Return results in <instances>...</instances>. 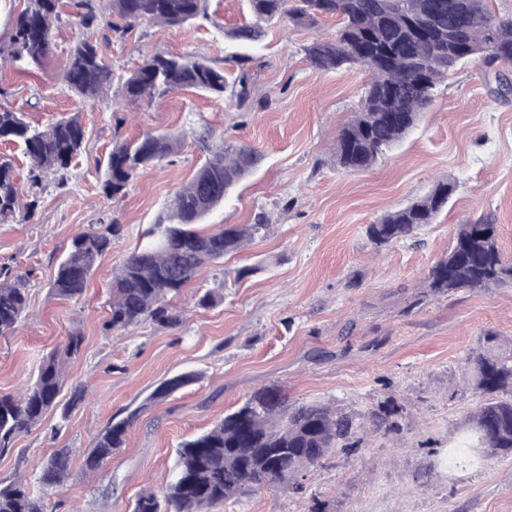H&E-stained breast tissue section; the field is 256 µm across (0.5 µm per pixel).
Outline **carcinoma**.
Masks as SVG:
<instances>
[{"instance_id":"obj_1","label":"carcinoma","mask_w":512,"mask_h":512,"mask_svg":"<svg viewBox=\"0 0 512 512\" xmlns=\"http://www.w3.org/2000/svg\"><path fill=\"white\" fill-rule=\"evenodd\" d=\"M255 22L231 31L242 43L259 41L263 24L289 20L313 26L334 17L333 36L313 41L306 48L310 65L319 71L345 65L365 67L371 80L359 109L340 130L336 164L348 172L370 169L416 125L435 100L437 83L459 64L482 60L512 66V19L497 18L487 0H248ZM69 7L79 24L89 29L100 12L112 15V28L124 33L139 22L183 27L207 15L208 0H25L13 24L9 44L0 45V61L9 59L38 67L52 52V23ZM64 79L76 94L97 98L112 86V68L97 44L82 38L72 48ZM228 82L224 72L207 60L154 54L146 57L120 84L119 95L128 103H151L183 88L221 95ZM86 132L79 116L62 117L41 129L0 104V142L23 147L31 167L28 180L35 186L48 171L68 169L81 152ZM181 146L173 133L147 134L133 144H119L109 155L104 192L126 193L130 183ZM261 161L252 149L221 143L206 163L180 189L172 203V223L155 224L145 242L125 260L112 282L105 332H119L150 320L162 327L182 322L176 300L206 265L241 249L267 228L266 217L253 224H221L200 233L192 225L224 202V197ZM454 191L442 180L429 194L403 209L389 212L367 226L377 246L411 236L434 223ZM20 210L14 161L0 154V220ZM118 234L115 224L98 232L76 235L60 263L51 291L59 299H74L86 288L97 260L112 249ZM0 268V335L12 333L26 316L29 293L25 281L9 280ZM436 295L461 289L475 290L512 284V262L503 258L493 224H462L448 256L438 260L428 276ZM487 337L486 349L472 359L475 388L485 397L466 421V451L475 460L512 454V398L500 393L512 387V352ZM84 337L72 333L63 348L45 356L32 376L24 397L0 396V457L15 450L17 439L39 426L46 414L61 410L60 420L84 401L86 387L77 384L60 404L67 360L79 353ZM191 381L180 375L162 383L151 395L165 399ZM146 408L142 404L126 418L98 432L83 455L85 473L99 471L125 445L127 427ZM350 416L325 404L288 408L287 395L278 385L254 392L240 407L212 429L181 442L177 469L162 495L141 493L133 512H213L231 499L266 487L290 489L333 448H354ZM72 449L54 451L42 464L37 484L17 475L0 480V512H55L46 499L49 489L72 476Z\"/></svg>"}]
</instances>
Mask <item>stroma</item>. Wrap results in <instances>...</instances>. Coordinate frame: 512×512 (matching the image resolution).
<instances>
[{
  "instance_id": "stroma-1",
  "label": "stroma",
  "mask_w": 512,
  "mask_h": 512,
  "mask_svg": "<svg viewBox=\"0 0 512 512\" xmlns=\"http://www.w3.org/2000/svg\"><path fill=\"white\" fill-rule=\"evenodd\" d=\"M249 17L247 0H209L208 16L187 28L141 23L113 31L109 18L91 29L62 13L53 50L42 67L0 66V102L47 127L79 115L87 136L68 171L46 172L28 184L21 146L11 155L25 198L37 208L0 221V265L26 279L30 302L15 331L0 336V395L19 394L40 360L70 332L84 344L66 367L67 385L89 391L68 420L49 413L0 458V479H35L36 466L60 448L74 451L72 479L49 498L56 512H131L145 489L173 479L176 449L209 430L257 389L282 386L292 405L328 403L359 423L360 443L338 448L306 473L300 491L264 489L216 512H512V456L452 466L467 416L481 397L468 360L487 337L512 346V286L431 294L430 268L450 249L462 224H492L512 261V90L498 73L512 69L472 62L438 84L433 105L400 144L364 172L336 164V138L359 107L363 68L322 72L306 59L312 41L330 36L335 21L313 27L268 24L251 45L229 38ZM96 40L122 81L145 57L176 54L207 59L228 79L246 74L249 97L238 103L194 89L141 107L114 105V90L85 100L64 80L71 48ZM248 66H241L242 57ZM233 140L262 156L220 207L200 223L270 224L242 251L206 269L177 302L183 321H146L105 333L112 279L151 225L169 220L170 203L204 163L198 136ZM174 132L183 149L140 175L121 198L104 194L107 156L116 144L148 133ZM456 185L436 223L380 248L366 228L383 214L427 194L437 181ZM117 224L111 251L96 263L83 294L61 301L50 293L73 237ZM247 276H240L243 267ZM220 293L202 307L206 291ZM197 379L172 397L148 403L163 380ZM120 451L93 474L82 470L93 436L136 406ZM395 407L393 428H374L370 414Z\"/></svg>"
}]
</instances>
